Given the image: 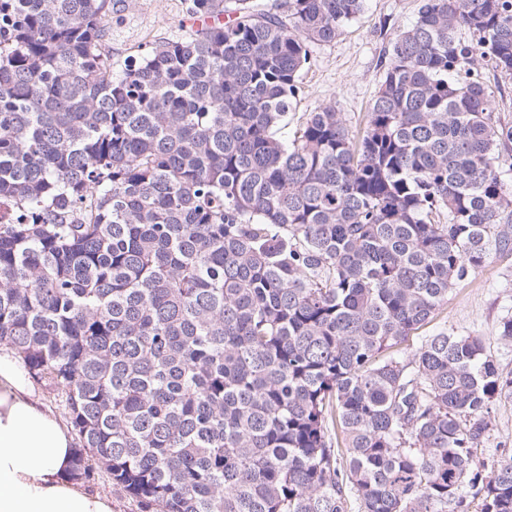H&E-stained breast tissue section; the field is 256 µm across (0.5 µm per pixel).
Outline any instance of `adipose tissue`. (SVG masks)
Segmentation results:
<instances>
[{
	"label": "adipose tissue",
	"instance_id": "adipose-tissue-1",
	"mask_svg": "<svg viewBox=\"0 0 512 512\" xmlns=\"http://www.w3.org/2000/svg\"><path fill=\"white\" fill-rule=\"evenodd\" d=\"M72 458L68 428L0 356V512H113L111 498L68 482Z\"/></svg>",
	"mask_w": 512,
	"mask_h": 512
}]
</instances>
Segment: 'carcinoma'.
I'll use <instances>...</instances> for the list:
<instances>
[{"label":"carcinoma","mask_w":512,"mask_h":512,"mask_svg":"<svg viewBox=\"0 0 512 512\" xmlns=\"http://www.w3.org/2000/svg\"><path fill=\"white\" fill-rule=\"evenodd\" d=\"M366 0H189L112 72V0H0V345L61 398L70 476L141 512H512L479 336L409 338L512 256V0H421L354 134L292 138ZM228 21H223V18ZM468 32L470 40L462 39ZM483 78L491 92L496 116L504 123H512V80H505L491 68L483 70Z\"/></svg>","instance_id":"carcinoma-1"}]
</instances>
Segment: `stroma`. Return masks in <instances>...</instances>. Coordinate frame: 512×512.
Instances as JSON below:
<instances>
[{
    "label": "stroma",
    "instance_id": "stroma-1",
    "mask_svg": "<svg viewBox=\"0 0 512 512\" xmlns=\"http://www.w3.org/2000/svg\"><path fill=\"white\" fill-rule=\"evenodd\" d=\"M420 0H367L365 11L329 43L314 45L302 77V94L289 114L298 124L304 113L335 106L350 130L363 126L377 92L380 60L394 34L415 18ZM188 0H116L109 18L113 70L145 49L189 31ZM512 314V257L495 260L458 283L431 329L448 328L482 336L503 375L512 374V341L503 340L499 322Z\"/></svg>",
    "mask_w": 512,
    "mask_h": 512
}]
</instances>
